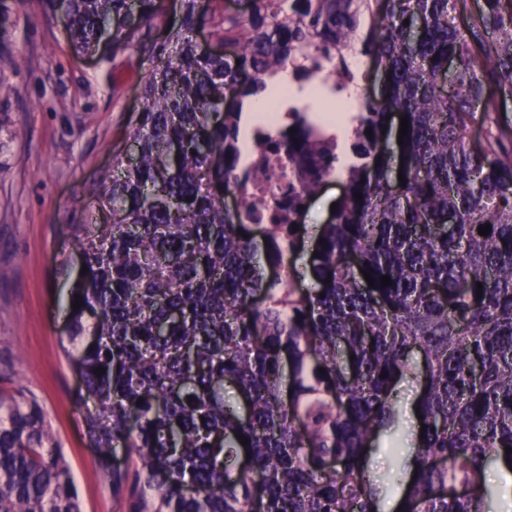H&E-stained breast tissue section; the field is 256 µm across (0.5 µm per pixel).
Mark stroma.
I'll list each match as a JSON object with an SVG mask.
<instances>
[{"instance_id":"obj_1","label":"stroma","mask_w":512,"mask_h":512,"mask_svg":"<svg viewBox=\"0 0 512 512\" xmlns=\"http://www.w3.org/2000/svg\"><path fill=\"white\" fill-rule=\"evenodd\" d=\"M143 80L106 49L73 53L64 18L46 19L39 0H0V375L41 405L82 512H133L138 494L113 493L84 435L57 304L80 277L71 226L89 185L129 146Z\"/></svg>"}]
</instances>
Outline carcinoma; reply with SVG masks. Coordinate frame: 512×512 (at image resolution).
I'll return each mask as SVG.
<instances>
[{"label":"carcinoma","instance_id":"1","mask_svg":"<svg viewBox=\"0 0 512 512\" xmlns=\"http://www.w3.org/2000/svg\"><path fill=\"white\" fill-rule=\"evenodd\" d=\"M40 2L67 18L74 53L109 36L112 56L145 72L134 154L113 155L89 186L94 210L71 225L86 272L63 301L85 435L112 491L132 487L147 512H381L388 486L367 450L389 434L412 459L401 512H508L484 474L512 473V128L495 118L512 99V0H249L243 15L180 0L173 25L164 0ZM153 25L163 36L149 44ZM203 25L222 51L193 38ZM357 41L382 90L362 95L360 164L301 289L305 227L248 223L264 196L226 203L240 116L282 71L319 86L316 56ZM389 115L408 120L392 151ZM291 116L288 160L323 161L302 184L310 197L336 153L305 110ZM416 375L422 418L403 441L393 394ZM226 380L242 402L224 398ZM118 447L135 469L110 468ZM0 512H82L18 386L0 387Z\"/></svg>","mask_w":512,"mask_h":512}]
</instances>
